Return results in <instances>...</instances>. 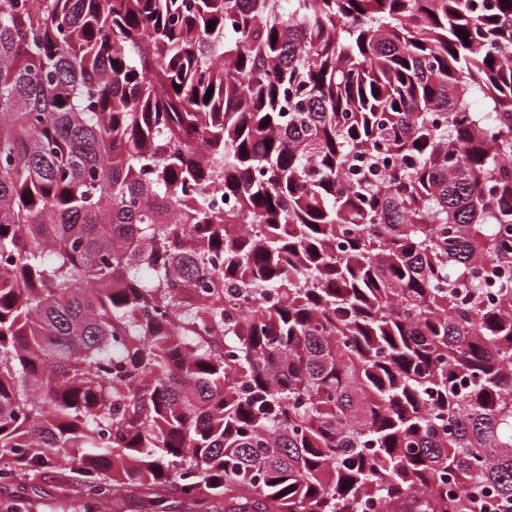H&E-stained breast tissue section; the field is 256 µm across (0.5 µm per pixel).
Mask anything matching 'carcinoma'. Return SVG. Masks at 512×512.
<instances>
[{
    "label": "carcinoma",
    "mask_w": 512,
    "mask_h": 512,
    "mask_svg": "<svg viewBox=\"0 0 512 512\" xmlns=\"http://www.w3.org/2000/svg\"><path fill=\"white\" fill-rule=\"evenodd\" d=\"M0 257V483L512 512V0H0Z\"/></svg>",
    "instance_id": "obj_1"
}]
</instances>
